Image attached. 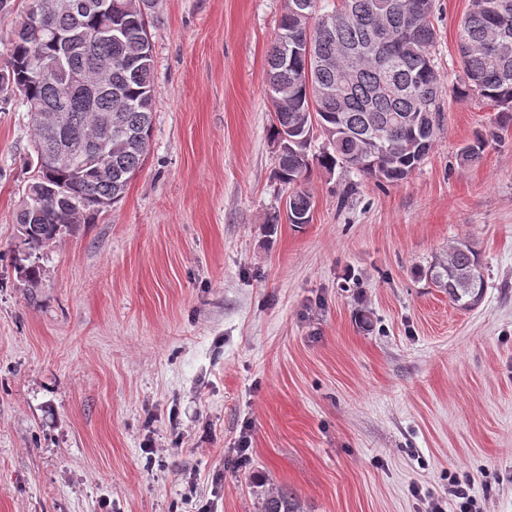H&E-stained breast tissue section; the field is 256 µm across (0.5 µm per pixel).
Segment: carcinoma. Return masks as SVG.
<instances>
[{
  "mask_svg": "<svg viewBox=\"0 0 512 512\" xmlns=\"http://www.w3.org/2000/svg\"><path fill=\"white\" fill-rule=\"evenodd\" d=\"M80 9L56 11L33 25L23 15L0 67V99L20 96L64 117L56 130L31 116L34 173L15 216V264L28 287L43 275L42 251L63 234L119 203L146 154L153 124L154 54L145 10L154 0H78ZM268 54L267 85L274 109L276 176L288 189V211L312 216L305 188L313 167L349 168L379 184L402 183L424 163L443 127L445 96H476L496 112L494 129L463 145L458 163L471 167L489 140L512 128V0H471L456 33L460 72L448 86L438 70L435 0H288ZM56 61L48 80L33 69ZM112 65L111 83H95L98 63ZM86 86L64 97L72 75ZM112 114V128L101 122ZM326 146L310 155L315 133ZM58 143L75 156L72 167H51L43 153ZM424 277L463 309L479 305L487 288L479 252L459 239L435 255ZM259 512H299L297 500L276 489L263 494Z\"/></svg>",
  "mask_w": 512,
  "mask_h": 512,
  "instance_id": "obj_1",
  "label": "carcinoma"
}]
</instances>
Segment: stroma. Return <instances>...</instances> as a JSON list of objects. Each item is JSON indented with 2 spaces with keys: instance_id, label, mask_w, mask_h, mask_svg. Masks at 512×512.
I'll list each match as a JSON object with an SVG mask.
<instances>
[{
  "instance_id": "obj_1",
  "label": "stroma",
  "mask_w": 512,
  "mask_h": 512,
  "mask_svg": "<svg viewBox=\"0 0 512 512\" xmlns=\"http://www.w3.org/2000/svg\"><path fill=\"white\" fill-rule=\"evenodd\" d=\"M288 0H156L150 143L122 201L14 268L30 116L0 101V512H512V130L478 100L410 179L313 169L284 219L267 58ZM470 0H436L447 70ZM469 239L462 310L421 270ZM247 452H240L242 438ZM297 500L282 489L267 491L258 512H299Z\"/></svg>"
}]
</instances>
